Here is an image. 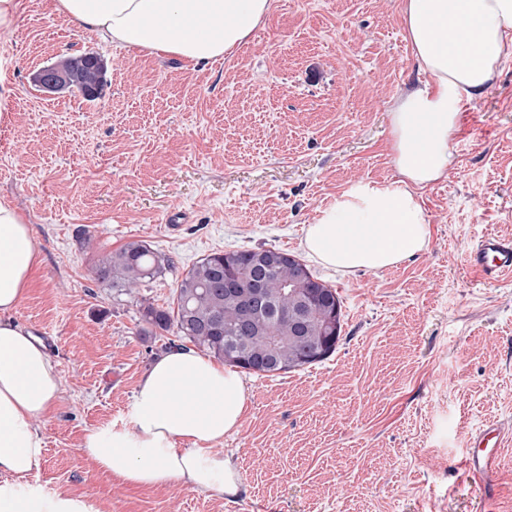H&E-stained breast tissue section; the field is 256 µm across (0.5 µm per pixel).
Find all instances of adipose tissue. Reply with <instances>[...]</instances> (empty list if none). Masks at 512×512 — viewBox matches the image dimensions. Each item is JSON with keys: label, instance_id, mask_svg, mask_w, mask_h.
Listing matches in <instances>:
<instances>
[{"label": "adipose tissue", "instance_id": "adipose-tissue-1", "mask_svg": "<svg viewBox=\"0 0 512 512\" xmlns=\"http://www.w3.org/2000/svg\"><path fill=\"white\" fill-rule=\"evenodd\" d=\"M275 0H55L54 9L99 40L189 65L245 45ZM404 22L427 75L390 112L398 180L350 185L307 228V257L342 274L377 273L424 251L428 222L416 193L448 173L464 102L483 96L512 56V0H404ZM41 253L26 216L0 202V512H95L83 497L47 495L29 482L45 454L38 421L62 390L43 342L12 315ZM249 392L239 373L175 348L138 382L127 424L86 432L81 448L132 487L181 483L235 498L239 472L222 446L237 434Z\"/></svg>", "mask_w": 512, "mask_h": 512}]
</instances>
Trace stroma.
<instances>
[{
  "label": "stroma",
  "instance_id": "stroma-1",
  "mask_svg": "<svg viewBox=\"0 0 512 512\" xmlns=\"http://www.w3.org/2000/svg\"><path fill=\"white\" fill-rule=\"evenodd\" d=\"M86 53L104 64L97 99L34 86ZM421 78L403 0H277L247 45L197 66L22 0L0 35V201L29 218L43 257L13 318L49 337L63 382L32 484L98 512H512V277L466 264L482 236L512 239V57L464 103L447 176L420 191L427 248L377 273L311 265L340 296V340L307 369L245 375L250 402L224 442L236 498L127 486L81 450L87 430L123 427L143 374L188 344L150 330L144 305L168 307L215 252L303 256L307 225L353 182L396 180L389 114ZM133 240L170 268L130 293L103 287L98 254ZM490 423L509 431L487 501L463 461Z\"/></svg>",
  "mask_w": 512,
  "mask_h": 512
}]
</instances>
